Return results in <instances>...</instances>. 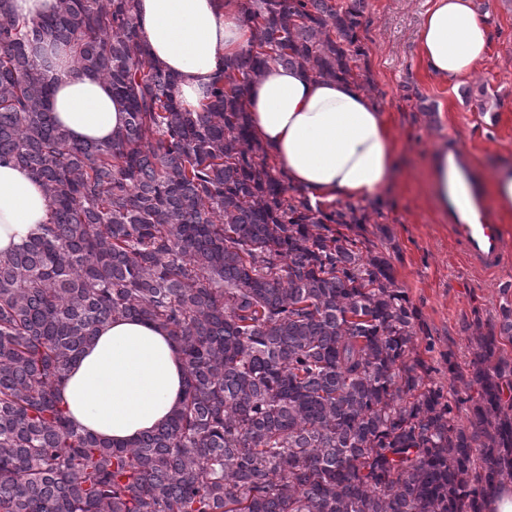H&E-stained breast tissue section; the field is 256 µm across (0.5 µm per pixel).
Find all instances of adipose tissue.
Instances as JSON below:
<instances>
[{
	"mask_svg": "<svg viewBox=\"0 0 512 512\" xmlns=\"http://www.w3.org/2000/svg\"><path fill=\"white\" fill-rule=\"evenodd\" d=\"M137 26L149 56L177 79L182 106L196 112L222 76L224 61L246 49L252 31L239 0H139ZM493 37L473 0H431L418 53L438 80L472 76ZM49 108L77 141L108 142L127 120L126 106L103 81L76 71L59 49ZM254 136L271 151L288 182L310 198L369 200L394 178L395 138L384 112L352 80L318 79L268 62L244 97ZM48 219L42 186L24 168L0 164V251ZM185 380L180 346L143 320L102 326L75 362L61 391L83 430L129 442L162 424L178 406Z\"/></svg>",
	"mask_w": 512,
	"mask_h": 512,
	"instance_id": "1",
	"label": "adipose tissue"
}]
</instances>
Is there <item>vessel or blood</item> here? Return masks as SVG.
I'll use <instances>...</instances> for the list:
<instances>
[{
	"mask_svg": "<svg viewBox=\"0 0 512 512\" xmlns=\"http://www.w3.org/2000/svg\"><path fill=\"white\" fill-rule=\"evenodd\" d=\"M448 238L466 265L488 277L512 258V242L490 209L471 153L448 142Z\"/></svg>",
	"mask_w": 512,
	"mask_h": 512,
	"instance_id": "b4317fda",
	"label": "vessel or blood"
}]
</instances>
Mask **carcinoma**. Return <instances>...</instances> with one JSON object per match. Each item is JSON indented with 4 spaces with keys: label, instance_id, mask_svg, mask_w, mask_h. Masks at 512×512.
I'll use <instances>...</instances> for the list:
<instances>
[{
    "label": "carcinoma",
    "instance_id": "carcinoma-1",
    "mask_svg": "<svg viewBox=\"0 0 512 512\" xmlns=\"http://www.w3.org/2000/svg\"><path fill=\"white\" fill-rule=\"evenodd\" d=\"M136 2L57 0L29 25L0 0V162L49 202L0 253V512H484L512 477L509 289L463 325L477 396L430 383L393 266L340 231L368 217L285 197L242 106L268 59L352 76L366 0H251L250 45L200 112L148 58ZM47 38L125 101L110 142L52 118ZM116 319L165 328L185 358L181 403L130 444L61 399Z\"/></svg>",
    "mask_w": 512,
    "mask_h": 512
}]
</instances>
